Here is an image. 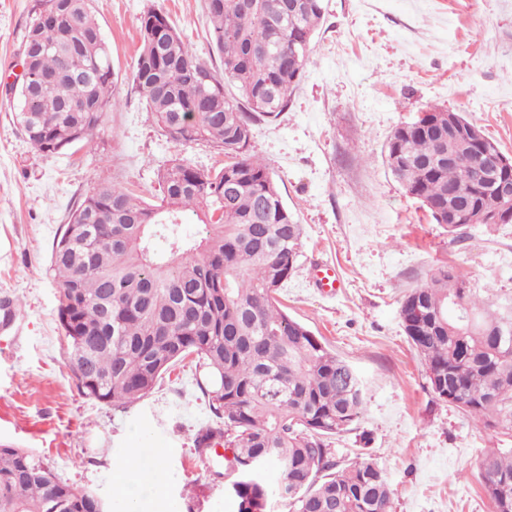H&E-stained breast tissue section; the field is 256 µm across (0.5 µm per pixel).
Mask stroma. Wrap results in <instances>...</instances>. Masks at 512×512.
<instances>
[{"label": "stroma", "instance_id": "1", "mask_svg": "<svg viewBox=\"0 0 512 512\" xmlns=\"http://www.w3.org/2000/svg\"><path fill=\"white\" fill-rule=\"evenodd\" d=\"M326 3L288 109L251 130V155L267 165L304 231L278 299L364 383L359 420L332 439L340 464L362 453L382 468L392 512H492L478 466L496 441L434 398L400 304L443 266L491 301L512 300V224H477L453 239L394 177L384 149L397 126L437 106L462 113L512 156V0ZM90 5L119 75V105L89 143L46 153L16 124L13 90L40 0H0V445L31 452L109 512L127 509L114 491V465L132 449H156L164 487L155 490L142 470L139 512H237L194 451L212 415L191 360L119 407L83 396L65 363L48 263L70 212L101 183L154 201L157 169L175 156L205 169L224 164L208 142L183 146L164 136L132 79L140 17L151 8L168 15L193 56L220 69L206 0ZM319 262L339 273L335 294L313 284Z\"/></svg>", "mask_w": 512, "mask_h": 512}]
</instances>
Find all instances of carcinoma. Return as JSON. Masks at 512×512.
I'll return each mask as SVG.
<instances>
[{
  "mask_svg": "<svg viewBox=\"0 0 512 512\" xmlns=\"http://www.w3.org/2000/svg\"><path fill=\"white\" fill-rule=\"evenodd\" d=\"M207 0L219 74L187 50L167 15L140 17L133 70L164 135L183 145L212 143L218 170L171 159L158 170L163 197L145 204L123 186L97 185L53 244L49 270L57 315L78 390L120 406L147 396L161 376L191 356L197 386L215 421L194 445L232 459L210 477L224 482L238 512H268L275 495L287 512H391L386 474L364 457L338 468L330 439L363 411L355 369L277 299L302 254V225L267 166L248 154L251 126L286 109L322 24L325 0ZM16 121L39 150L89 141L117 107L118 81L89 0H43L31 18ZM448 111L432 107L394 130L387 165L437 224L457 234L471 224L448 218V189H468L470 155L448 162ZM494 218L504 202L478 193ZM202 224L180 232L186 213ZM164 239L168 246L158 247ZM400 316L435 397L491 430L499 447L480 463L494 512H512V303L474 294L441 267L408 293ZM281 472L275 491L263 472ZM100 499L60 478L21 448L0 445V512H98Z\"/></svg>",
  "mask_w": 512,
  "mask_h": 512,
  "instance_id": "cac0c4a2",
  "label": "carcinoma"
}]
</instances>
